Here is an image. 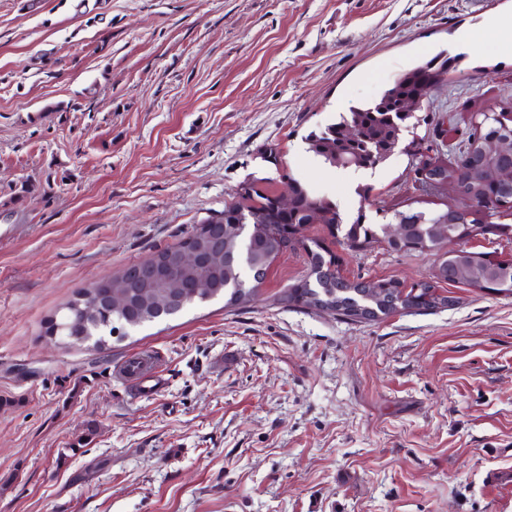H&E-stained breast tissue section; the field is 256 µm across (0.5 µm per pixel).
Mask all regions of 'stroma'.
<instances>
[{"label":"stroma","mask_w":512,"mask_h":512,"mask_svg":"<svg viewBox=\"0 0 512 512\" xmlns=\"http://www.w3.org/2000/svg\"><path fill=\"white\" fill-rule=\"evenodd\" d=\"M512 0H0V512H512V294L446 286L448 307L377 322L215 300L98 350L47 336L101 278L288 176L365 214L454 204L403 147L359 182L311 130L438 53L460 56L402 135L452 156L512 102L491 21ZM466 31L472 46L459 51ZM279 165L264 162L268 149ZM371 185L368 197L358 184ZM349 279L431 280L429 252L336 246ZM156 351L149 398L113 376ZM89 288L85 289L88 290ZM84 290V291H85ZM79 292L76 294L70 301H68L56 314H54L51 325L49 327L50 329L58 327V331L56 334V330H53L50 332L51 336H56V339L65 346H81L83 344L71 341L69 339L70 329L66 328L65 326L70 323L69 319V306L78 300V297L83 295V292Z\"/></svg>","instance_id":"1"}]
</instances>
